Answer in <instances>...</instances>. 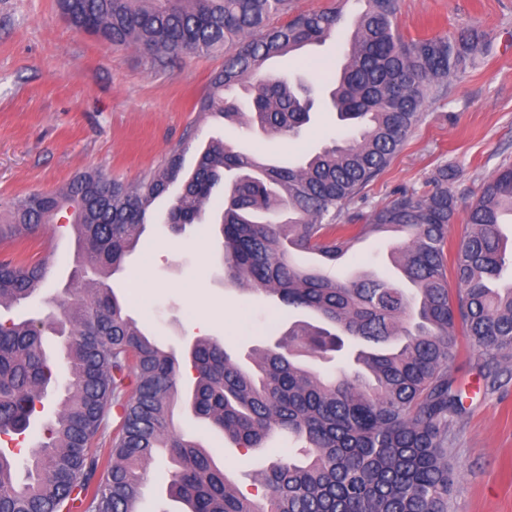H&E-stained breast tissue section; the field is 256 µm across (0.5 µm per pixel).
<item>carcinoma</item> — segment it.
Masks as SVG:
<instances>
[{
  "instance_id": "carcinoma-1",
  "label": "carcinoma",
  "mask_w": 512,
  "mask_h": 512,
  "mask_svg": "<svg viewBox=\"0 0 512 512\" xmlns=\"http://www.w3.org/2000/svg\"><path fill=\"white\" fill-rule=\"evenodd\" d=\"M353 22L330 106L356 132L294 166L269 165L218 139L180 178L193 140L185 131L167 160L134 185L85 173L65 187L35 190L10 204L0 242V307L31 298L45 283L44 258L22 245L62 212L70 213L80 259L98 274L63 308L70 379L26 479H16V454L0 447V512H137L156 453L176 469L170 492L186 512H448L458 476L448 454L454 422L466 408L448 363L464 342L487 391L512 364V283L497 287L512 251L501 224L512 216V165L484 182L467 207L468 230L447 266L448 226L458 211L448 167L432 190L406 191L371 214L344 208L390 164L448 77L477 67L491 51L476 33L404 41L393 24L399 0H364ZM70 26L114 46L133 45L152 69L177 58L224 52L198 111L219 112L247 130L285 140L310 121L308 87L267 74L271 60L318 44L345 23L342 9L272 20L290 0H57ZM182 180L168 210L175 228L198 224L207 208L220 214L225 272L231 282L318 314L322 325L293 323L274 347L244 370L224 345L201 337L187 360L193 371L192 412L241 448H261L279 430L304 443L307 462L276 461L260 472L263 501L244 495L211 451L173 430L181 391L176 356L126 315L107 283L123 270L154 203ZM393 233L392 258L416 292L386 278L339 281L295 266L286 247L327 261L371 234ZM457 288H448V269ZM42 323L0 321V437L20 435L40 413L55 382L42 346ZM358 345L350 373L332 377L294 361L302 354ZM118 423L111 448L101 435Z\"/></svg>"
}]
</instances>
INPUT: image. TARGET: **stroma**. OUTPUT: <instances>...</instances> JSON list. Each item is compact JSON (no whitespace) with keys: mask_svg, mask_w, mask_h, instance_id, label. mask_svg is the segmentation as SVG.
<instances>
[{"mask_svg":"<svg viewBox=\"0 0 512 512\" xmlns=\"http://www.w3.org/2000/svg\"><path fill=\"white\" fill-rule=\"evenodd\" d=\"M396 27L407 40L473 29L491 40L493 51L478 70L448 78L443 95L427 102L390 165L347 210L367 214L402 192L430 189L433 173L442 166L459 206H466L501 165L512 163V0H402ZM345 49V36L338 33L278 59L272 71L306 81L322 97ZM223 65V54L209 53L153 70L133 47H113L74 32L56 0H0V213L17 197L62 188L85 172L136 183L163 163L190 126L198 138L184 156L188 173L212 137L247 153L296 163L348 136L335 113L318 111L287 150L280 138L249 135L220 116L200 114L196 103ZM146 235L165 246L148 271L149 285L133 276L140 260L136 253L110 284L128 314L163 347L180 352L204 334L220 340L245 365L253 349L274 345L290 322L314 321L312 313L289 310L264 294L225 283L217 225L197 224L177 235L157 221L148 225ZM34 246L52 263L49 279L28 305L0 307L2 321L61 317L78 240L63 219L44 227ZM393 246L382 235L366 238L337 263L334 273L339 278L361 270L395 276L389 260ZM195 305L214 313L207 331L191 325ZM448 369L464 391L467 408L454 426L452 456L459 477L451 506L454 512H512V379L486 394L466 356H457ZM173 424L210 448L238 489L254 499L259 496L256 473L266 457H296L280 435L264 452L237 447L182 404L174 410ZM170 471L166 455H157L140 512H183L182 504L168 495Z\"/></svg>","mask_w":512,"mask_h":512,"instance_id":"35a3bbf8","label":"stroma"}]
</instances>
